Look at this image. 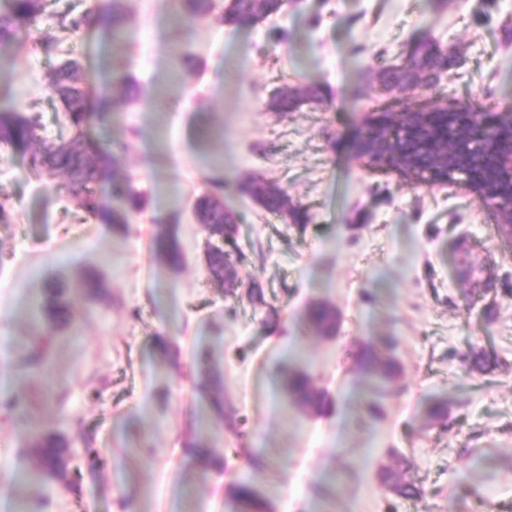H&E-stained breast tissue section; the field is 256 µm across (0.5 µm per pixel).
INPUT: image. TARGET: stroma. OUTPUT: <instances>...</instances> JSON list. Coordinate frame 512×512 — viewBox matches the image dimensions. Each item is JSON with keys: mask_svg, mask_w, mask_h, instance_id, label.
Segmentation results:
<instances>
[{"mask_svg": "<svg viewBox=\"0 0 512 512\" xmlns=\"http://www.w3.org/2000/svg\"><path fill=\"white\" fill-rule=\"evenodd\" d=\"M226 3L183 21L177 0H127L117 47L111 31L57 23L63 8L110 0L58 2L5 51L15 100L38 105L45 140L65 132L48 91L60 60L78 58L94 96L111 101L118 76L135 81L136 97L94 114L90 131L130 140L119 172L145 207L123 230L82 218L65 176L36 179L28 155L0 144L11 213L0 223V499L12 512H234L231 490L246 477L269 512H479L483 497L512 512V239L470 189L382 171L355 148L368 113L395 97L512 108V0H287L244 26L217 21ZM44 39L57 42L52 56L34 48ZM423 39L451 57L448 72L430 88L385 91L380 68ZM307 87L321 99L272 108L278 90ZM215 174L240 218L234 301L210 282L194 212ZM252 176L279 183L307 222L258 205L241 189ZM169 224L183 250L176 270L154 256ZM88 271L106 282L104 300L80 288ZM50 282L69 290L70 326L32 314ZM254 286L266 308L248 299ZM316 302L336 308L334 335L307 327ZM385 341L398 374L375 395L359 358ZM39 347L47 364L28 374L21 362ZM482 350L497 362L486 374L471 368ZM202 354L224 380L230 425L213 427L195 396ZM293 367L324 393V412L284 403L279 378ZM372 397L380 415L365 407ZM438 401L444 427L429 417ZM201 427L220 466L186 455ZM43 431L71 444L66 479L37 474L31 441ZM252 457L267 468L247 469ZM385 465L423 496L389 492Z\"/></svg>", "mask_w": 512, "mask_h": 512, "instance_id": "stroma-1", "label": "stroma"}]
</instances>
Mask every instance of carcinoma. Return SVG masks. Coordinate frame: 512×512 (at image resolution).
<instances>
[{
	"mask_svg": "<svg viewBox=\"0 0 512 512\" xmlns=\"http://www.w3.org/2000/svg\"><path fill=\"white\" fill-rule=\"evenodd\" d=\"M45 0H0V45H20L27 38L28 29L43 11ZM281 7V0H230L221 21L243 24L258 21ZM185 18L205 13L210 8L209 0H181ZM63 28L76 32L91 25H102L112 31L115 40L125 34L127 11L124 0H111L110 7L102 13L74 15L66 10L58 14ZM442 59V50L427 42L418 43L410 52L404 65L387 67L379 71L383 86L390 90L404 91L411 85L429 86L438 76L437 69ZM9 62L0 57V143L25 152L37 142L39 119L18 107L11 94L8 73ZM52 92L62 104L67 126L72 131L69 139L39 143L31 156L34 175L64 174L68 196L76 210L88 217L100 218L116 228H123L130 215L143 208L144 198L129 177L112 179V194L120 205L102 210L96 184L105 173L117 172L119 160L128 150L124 143L116 147L105 146L88 135L87 127L92 116L91 90L81 78V65L71 59L55 68L50 84ZM316 88L294 92L284 91L273 97V106L288 112L306 98H317ZM467 109V102L459 100L450 108L437 105L404 109V120L395 118V106L391 105L379 113L369 129L365 142L364 157L382 170L397 171L406 177L440 180L448 171V129L454 128L461 137L468 128L460 122L457 113ZM488 119L495 133L504 138L512 137V112H490ZM209 183L213 192L202 195L196 205L198 223L206 232L205 258L210 279L214 287L225 289V293L236 294L238 285L237 265L243 260L236 232L238 217L224 209V178L212 176ZM245 191L267 211L298 224L304 217L301 208L292 203L282 187L263 178H251L242 184ZM158 258L172 269L180 268L182 250L174 227L164 229L158 239ZM80 287L92 298L106 296V284L95 272L84 274ZM33 314L45 318L57 326H68L71 322L70 306L66 289L51 283L42 300L34 303ZM307 325L330 335L336 329V312L326 303L310 305L306 313ZM364 374L376 384L392 381L397 374V364L392 357L371 345L360 360ZM195 390L208 402L212 410V424H224L226 414L221 384L212 375L207 365L201 371ZM282 395L293 406L305 411L318 412L324 406L322 392L315 387L307 371L297 368L282 376ZM34 447L41 461V471L48 477H60L59 460L68 453L69 444L62 437L46 432L38 435ZM381 479L387 488L401 498L421 495L420 488L408 481L400 470L391 466L381 469ZM236 512H265L267 503L262 494L249 481L239 482L233 490Z\"/></svg>",
	"mask_w": 512,
	"mask_h": 512,
	"instance_id": "obj_1",
	"label": "carcinoma"
}]
</instances>
